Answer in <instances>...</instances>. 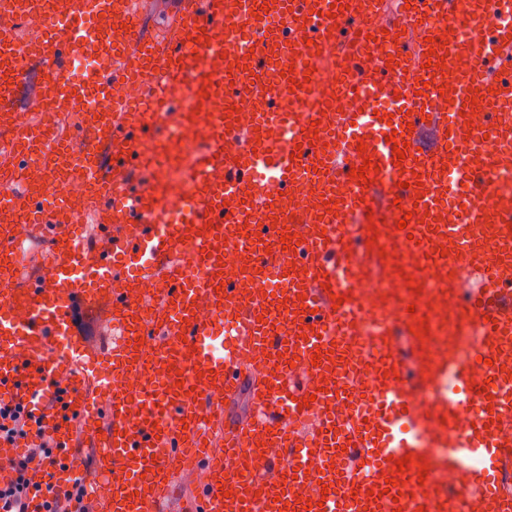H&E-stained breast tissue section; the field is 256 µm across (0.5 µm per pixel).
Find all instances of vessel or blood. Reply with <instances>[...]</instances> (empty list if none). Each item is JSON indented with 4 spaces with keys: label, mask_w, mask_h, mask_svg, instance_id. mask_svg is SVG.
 I'll use <instances>...</instances> for the list:
<instances>
[{
    "label": "vessel or blood",
    "mask_w": 512,
    "mask_h": 512,
    "mask_svg": "<svg viewBox=\"0 0 512 512\" xmlns=\"http://www.w3.org/2000/svg\"><path fill=\"white\" fill-rule=\"evenodd\" d=\"M408 2L404 15L414 39L399 40L391 64L368 65L357 53L336 76L363 84L359 111L339 109L331 97L316 101L299 74L272 84L266 52L248 55L246 87L260 108L247 127L227 113H210L209 141L195 160L194 204L176 224L167 216L158 126L161 115L180 113L186 74L223 101L222 83L198 72L199 58L240 32L329 56L372 27L374 0H273L279 23L262 30L250 0H180V36L164 45L143 34L135 0H61L46 16L43 41L23 44L11 23L40 0H0V129L14 139L0 164L24 170L33 152L44 161L39 185L21 177L16 187L0 188V285L8 292L0 299V400L37 401L39 439L52 447H71L79 425L92 437L95 476L84 484L79 512H160L173 486L194 475L201 482L177 512H461L471 499L490 503L489 512H512V428L502 422L512 413V377L498 371L483 386L457 353L473 327L488 355L512 337V164L500 160L512 152V125L503 124L504 109L512 108V23L481 37L467 73L439 98L445 80L428 64L430 30L477 27L485 16L463 8L462 0ZM120 20L125 30L107 39ZM104 56L109 66L96 69L91 81L70 79L79 59ZM32 64L46 70L44 89L85 113L70 139L52 136L14 105ZM415 66L423 67L422 79L409 75ZM131 77L142 81L145 102L117 124L110 92ZM393 94L396 106L382 109L381 100ZM287 96L303 101V110L281 111ZM318 129L325 140L315 139ZM229 135L239 144L231 156L224 151ZM391 135L405 144L412 172L401 173ZM74 142L93 149L78 170L86 183L113 185L86 212L95 226L93 248L69 202L52 191L73 169ZM359 168L365 177L350 178ZM118 170L124 178L116 183ZM441 170L447 181L436 180ZM215 171L222 181H211ZM314 176L353 181L355 190L340 195L303 244L283 246L288 227L306 221L286 211L284 197ZM228 196L238 200L236 209L224 208ZM401 200L410 209L398 208ZM451 204L460 208L459 222L433 223L432 215ZM381 207L390 209L393 223L368 230L367 213ZM25 214L50 243V280L23 277L24 242L12 227ZM187 224L195 229L189 250ZM490 224L498 232V263L471 252L449 254L443 266L452 272L465 265L468 276L443 280L429 309L403 291L394 302L400 330L372 339L385 355L379 373L338 416L348 382L336 375L340 356L332 344L375 308L344 294L338 274L356 278L377 266L404 282L428 265V242L477 240ZM228 242L246 247L247 269L234 279L220 276ZM121 275L158 284L152 320H145L138 297L113 288ZM269 280L278 293L264 289ZM203 296L223 317V336L198 316ZM78 307L106 314L107 359L78 331ZM431 315L451 326L454 341L444 342L434 325L415 336ZM422 350L427 356L418 372L411 359ZM158 352L169 355L162 373L152 367ZM315 366L330 375L326 391L310 381ZM244 385L252 414L240 424L225 419L224 403ZM414 391L431 395L430 404L414 403ZM99 393L107 396L102 431ZM217 435L224 439L220 457L208 446ZM431 443L445 449L444 465L468 474L454 493L423 495L410 485L420 467L434 469ZM77 465L73 459L64 469L44 457L28 464L31 512H41L48 485L67 487ZM384 472L395 486L380 481ZM307 481L326 485L323 506L298 503Z\"/></svg>",
    "instance_id": "vessel-or-blood-1"
}]
</instances>
